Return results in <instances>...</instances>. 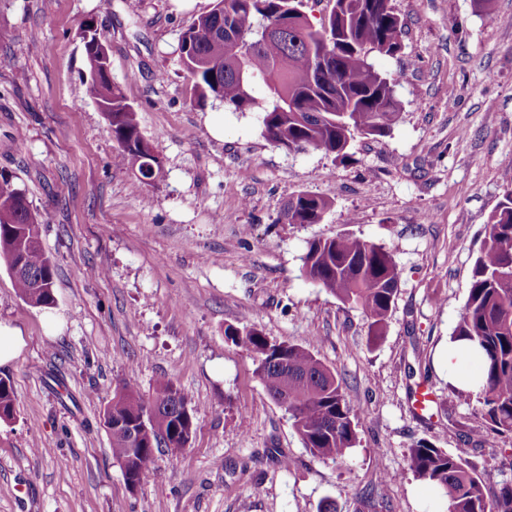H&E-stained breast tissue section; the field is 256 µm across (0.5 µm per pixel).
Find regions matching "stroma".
<instances>
[{
    "mask_svg": "<svg viewBox=\"0 0 512 512\" xmlns=\"http://www.w3.org/2000/svg\"><path fill=\"white\" fill-rule=\"evenodd\" d=\"M401 50L375 67L397 78L401 115L385 137L339 162L270 144L255 113L190 102L179 40L213 0H0V173L47 215L59 320L17 294L0 266V321L21 355L0 367L16 416L0 424V512H447L417 480L425 439L464 453L488 490L512 480V434L491 431L477 396L457 394L441 356L460 320L485 225L512 188V0H393ZM94 20L112 79L163 170L142 192L115 158L85 95L80 26ZM224 115L214 138L210 113ZM308 191L333 207L319 224H283ZM353 234L389 250L400 286L385 335L361 310L307 280L309 242ZM310 341L359 417L341 463L314 458L227 325ZM171 379L196 410L179 450L156 451L136 489L100 418L117 388L150 395ZM433 401L414 413L410 389Z\"/></svg>",
    "mask_w": 512,
    "mask_h": 512,
    "instance_id": "35a3bbf8",
    "label": "stroma"
}]
</instances>
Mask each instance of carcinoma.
Masks as SVG:
<instances>
[{
  "mask_svg": "<svg viewBox=\"0 0 512 512\" xmlns=\"http://www.w3.org/2000/svg\"><path fill=\"white\" fill-rule=\"evenodd\" d=\"M306 0H214L180 42V63L192 80L190 101L218 99L237 112L258 113L262 136L288 151L321 150L345 162L354 143L384 137L398 121L395 79L378 71L371 55L401 49L403 24L392 0H333L313 24ZM87 94L112 128L116 158L143 180L150 162L137 112L112 82L110 59L93 48L97 29L81 28ZM262 86L263 95H255ZM328 199L302 192L288 202L284 224H318ZM47 223L26 191L0 179V264L19 297L48 309L54 304L56 267L41 245ZM303 274L342 304L361 310L373 339L383 335L400 275L391 252L362 237L338 234L309 243ZM226 341L253 358L255 374L288 415L304 448L319 459L344 461L357 444V413L342 381L309 342H277L253 326L224 329ZM479 347L484 418L491 430L512 433V188L491 213L475 260L468 297L451 340ZM10 381L0 378V421L14 419ZM195 410L172 381L160 379L151 396L125 386L115 392L101 422L112 457L126 480L140 479L154 449L188 444ZM413 475L446 498L448 512H512V481L488 494L474 467L427 440L409 448Z\"/></svg>",
  "mask_w": 512,
  "mask_h": 512,
  "instance_id": "obj_1",
  "label": "carcinoma"
}]
</instances>
